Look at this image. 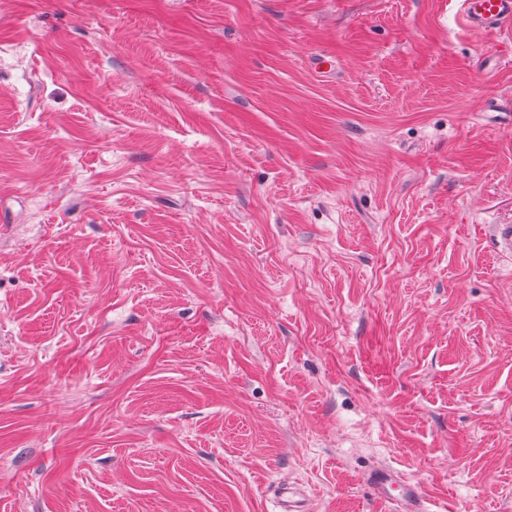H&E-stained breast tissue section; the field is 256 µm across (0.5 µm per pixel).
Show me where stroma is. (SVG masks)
I'll use <instances>...</instances> for the list:
<instances>
[{"mask_svg":"<svg viewBox=\"0 0 512 512\" xmlns=\"http://www.w3.org/2000/svg\"><path fill=\"white\" fill-rule=\"evenodd\" d=\"M0 0V512H512V22ZM368 480L377 489L381 499L400 505L398 509L401 512H428L424 498L419 494L415 485L389 468L377 469L374 473L369 474ZM395 489H400L398 496H394L391 492Z\"/></svg>","mask_w":512,"mask_h":512,"instance_id":"1","label":"stroma"}]
</instances>
